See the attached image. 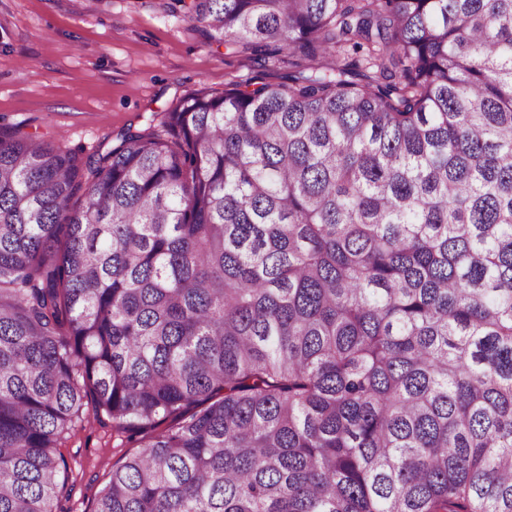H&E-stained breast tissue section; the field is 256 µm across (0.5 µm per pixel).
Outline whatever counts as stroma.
I'll list each match as a JSON object with an SVG mask.
<instances>
[{
    "mask_svg": "<svg viewBox=\"0 0 512 512\" xmlns=\"http://www.w3.org/2000/svg\"><path fill=\"white\" fill-rule=\"evenodd\" d=\"M172 0H0V126L91 154L206 87L277 81L282 56L205 43ZM134 447L87 420L61 447L65 512H94L98 491Z\"/></svg>",
    "mask_w": 512,
    "mask_h": 512,
    "instance_id": "obj_1",
    "label": "stroma"
}]
</instances>
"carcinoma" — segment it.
Masks as SVG:
<instances>
[{"label":"carcinoma","instance_id":"obj_1","mask_svg":"<svg viewBox=\"0 0 512 512\" xmlns=\"http://www.w3.org/2000/svg\"><path fill=\"white\" fill-rule=\"evenodd\" d=\"M288 53L87 157L0 127V512H512V0H193ZM126 435L117 436L111 424L93 418L77 425L60 451L68 463L59 476L64 484L60 505L70 512H93L98 491L109 481L112 468L123 462L133 447Z\"/></svg>","mask_w":512,"mask_h":512}]
</instances>
